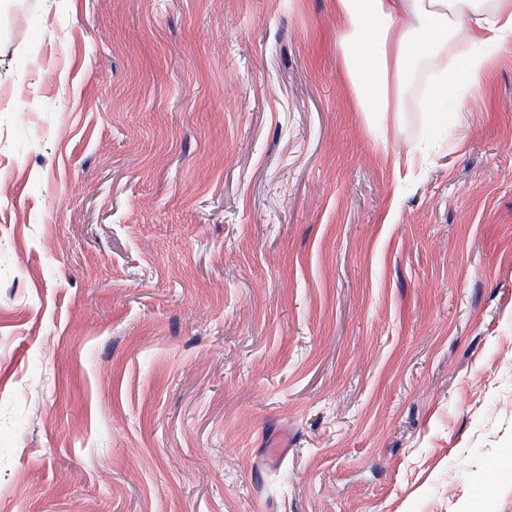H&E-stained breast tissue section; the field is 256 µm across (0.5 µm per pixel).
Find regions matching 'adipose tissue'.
<instances>
[{
	"instance_id": "obj_1",
	"label": "adipose tissue",
	"mask_w": 512,
	"mask_h": 512,
	"mask_svg": "<svg viewBox=\"0 0 512 512\" xmlns=\"http://www.w3.org/2000/svg\"><path fill=\"white\" fill-rule=\"evenodd\" d=\"M336 47L361 111H395L411 67L436 60L448 41L466 50L453 71H440L431 121L448 120L460 86L481 88L488 70L486 48L512 42V0H336Z\"/></svg>"
}]
</instances>
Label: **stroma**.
Wrapping results in <instances>:
<instances>
[{
	"label": "stroma",
	"instance_id": "stroma-1",
	"mask_svg": "<svg viewBox=\"0 0 512 512\" xmlns=\"http://www.w3.org/2000/svg\"><path fill=\"white\" fill-rule=\"evenodd\" d=\"M336 25L0 0V512H512V48L439 138Z\"/></svg>",
	"mask_w": 512,
	"mask_h": 512
}]
</instances>
